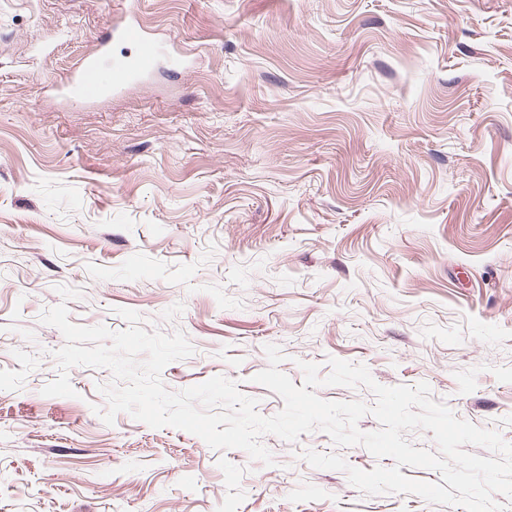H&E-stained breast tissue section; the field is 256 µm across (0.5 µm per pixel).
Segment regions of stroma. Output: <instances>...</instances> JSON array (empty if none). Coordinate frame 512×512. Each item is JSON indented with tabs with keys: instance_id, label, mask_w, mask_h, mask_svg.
<instances>
[{
	"instance_id": "obj_1",
	"label": "stroma",
	"mask_w": 512,
	"mask_h": 512,
	"mask_svg": "<svg viewBox=\"0 0 512 512\" xmlns=\"http://www.w3.org/2000/svg\"><path fill=\"white\" fill-rule=\"evenodd\" d=\"M125 17L184 67L59 102L101 44L137 54ZM61 303L182 330L174 392L223 376L273 416L275 344L294 385L362 364L512 442V0H0V512H464L311 467L394 464L319 430L264 435L266 466L106 425V369L43 395Z\"/></svg>"
}]
</instances>
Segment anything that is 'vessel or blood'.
Instances as JSON below:
<instances>
[{
    "mask_svg": "<svg viewBox=\"0 0 512 512\" xmlns=\"http://www.w3.org/2000/svg\"><path fill=\"white\" fill-rule=\"evenodd\" d=\"M112 35L136 43L139 47L137 55L129 61L112 59L104 52L86 57L62 85L63 93L70 100L95 102L109 92L122 90L133 79L149 74L157 67L158 49L134 22L113 27Z\"/></svg>",
    "mask_w": 512,
    "mask_h": 512,
    "instance_id": "1",
    "label": "vessel or blood"
}]
</instances>
